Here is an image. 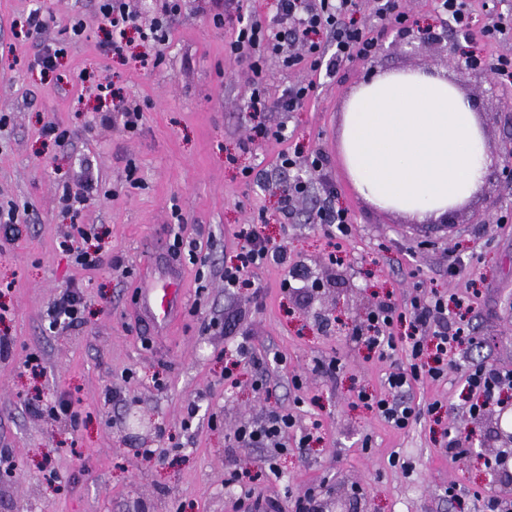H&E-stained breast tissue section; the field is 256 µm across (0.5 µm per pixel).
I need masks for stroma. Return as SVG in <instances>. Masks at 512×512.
<instances>
[{"instance_id":"1","label":"stroma","mask_w":512,"mask_h":512,"mask_svg":"<svg viewBox=\"0 0 512 512\" xmlns=\"http://www.w3.org/2000/svg\"><path fill=\"white\" fill-rule=\"evenodd\" d=\"M34 9L54 15V38L71 19L84 24L48 75L29 66L37 48L22 24ZM375 9L374 0H359L355 18L379 47L335 76L289 70L281 56H268L262 80L270 99L293 83L316 88L302 111L270 113L283 140L248 146L243 105L255 77L246 60L226 51L232 24L213 25L201 0H183L155 68L154 46L133 29L123 54H111L98 0H0V114L8 118L0 128V204L27 205L30 215L18 241L0 237V284L7 287L0 305L9 310L0 335L13 339L11 353L0 357V449L14 463L12 474H0V512H131L137 504L144 512H247L237 504L239 489L224 484L233 468L250 470L257 494L283 505L328 483L339 498L327 512H361L366 501L373 512H478L473 491L496 477L469 460L451 461L446 448L471 427L481 442L494 440L490 422L474 423L464 410L463 367L512 369V187L487 184L447 227L376 210L346 174L339 125L343 103L372 75L444 71L472 100L496 152L512 139V87L496 83L487 67H447L434 43L403 52ZM101 83L142 107L138 131L102 122L112 104L100 99ZM51 121L72 131L69 145L43 136ZM284 152L297 161L293 171L279 167ZM316 152L327 159L319 179L307 165ZM298 175L310 188L288 219L279 190ZM88 177L96 188L80 221L98 225L104 252L120 258V267L81 270L60 247L72 218L59 189ZM328 197L352 221L339 265L327 259L322 226L309 221ZM257 223L287 245L308 288L284 287L287 271L267 266L250 272L255 289L225 293L221 274L237 253L238 227ZM177 233L200 241L205 263L172 260ZM456 260L461 271L449 274ZM173 274L182 306L166 328H148L140 294ZM315 280L321 288H312ZM73 287L84 300L83 323L50 328L49 305ZM418 288L472 296L474 341L458 369L414 383V400L436 403V411L396 430L360 399L381 394L395 364L355 344L351 333L379 301L402 303ZM245 336L268 371L266 389L254 387L259 368H235L236 385L224 383L225 355ZM31 354L42 361L40 375L23 367ZM334 358L342 363L334 375L318 371ZM35 393L67 399L78 421L29 411L25 398ZM191 402L198 412L190 419ZM275 403L301 425L321 423L312 447L280 451L276 478L261 467L264 449L226 451L231 429ZM144 448L163 449L166 464L142 457ZM394 457L399 466L391 465ZM48 461L66 477L64 489L44 475Z\"/></svg>"}]
</instances>
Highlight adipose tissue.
<instances>
[{"label":"adipose tissue","instance_id":"1","mask_svg":"<svg viewBox=\"0 0 512 512\" xmlns=\"http://www.w3.org/2000/svg\"><path fill=\"white\" fill-rule=\"evenodd\" d=\"M340 146L368 203L418 221L470 203L494 163L470 100L448 77L424 70L384 73L356 88Z\"/></svg>","mask_w":512,"mask_h":512}]
</instances>
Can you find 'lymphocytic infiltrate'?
Returning <instances> with one entry per match:
<instances>
[{"instance_id": "obj_1", "label": "lymphocytic infiltrate", "mask_w": 512, "mask_h": 512, "mask_svg": "<svg viewBox=\"0 0 512 512\" xmlns=\"http://www.w3.org/2000/svg\"><path fill=\"white\" fill-rule=\"evenodd\" d=\"M357 6V0H276V19L272 22L252 14L234 12L237 27L228 50L235 57L248 59L257 76L262 74L265 59L271 53L281 54L283 66L289 69L306 64L316 72H335L346 61L368 57L374 48L373 38L354 22ZM24 25L27 36L34 38L38 47L34 63L41 71L54 70L62 52L59 40L46 38L55 25L54 18L36 9L28 14ZM324 32L330 34L331 45L321 41L320 35ZM286 44L293 47L287 54L282 51ZM313 92V85L294 84L272 100L263 84H255L246 103L252 139L269 138V112L299 111L311 100ZM92 190L93 183L88 180L77 191L63 186L59 196L60 204L77 220L61 246L77 265L89 270L98 269L109 261L101 249L87 248L89 231L79 222ZM237 237L241 248L234 261L224 268L225 291L232 293L251 287L250 271L268 265L290 267L287 247L271 243L261 225H242ZM400 323L406 324L407 329L404 337L398 340L394 338L392 328ZM352 338L355 343L382 354L402 347L404 359L401 365L387 377L386 393L374 400L381 415L399 429L407 428L423 413L409 395L412 383L447 375L449 370L456 368L459 355L472 340L466 310L449 314L447 300L434 290L421 292L404 306L389 300L380 303L366 328L353 330ZM465 385L468 392L475 395L468 412L470 416H480L499 405L502 392L512 387V370L474 364L465 371ZM319 429L316 422L297 428L291 412L275 407L259 419L242 422L229 434L228 446L232 449H266L262 465L273 473L277 470L276 454L283 448L288 435H295L297 447L306 448Z\"/></svg>"}]
</instances>
